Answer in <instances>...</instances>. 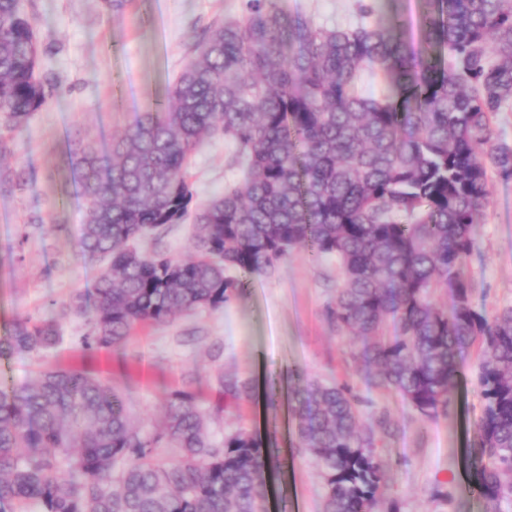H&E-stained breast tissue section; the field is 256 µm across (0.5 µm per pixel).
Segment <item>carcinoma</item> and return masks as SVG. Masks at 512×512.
Here are the masks:
<instances>
[{"instance_id": "obj_1", "label": "carcinoma", "mask_w": 512, "mask_h": 512, "mask_svg": "<svg viewBox=\"0 0 512 512\" xmlns=\"http://www.w3.org/2000/svg\"><path fill=\"white\" fill-rule=\"evenodd\" d=\"M359 9L356 26L327 29L291 17L281 0H246L244 15L209 27L163 98L112 139L108 161L89 144L76 149L79 249L108 258L83 345L114 349L142 323L219 309L295 249L333 258L341 282L330 317L359 337L360 371L421 415L448 411L459 357L480 345L470 479L486 512H501L512 502V306L491 319L477 311L465 263L491 175L512 179V146L494 140L512 102V0H430L423 50L397 20ZM365 71L386 94L358 90ZM50 88L33 21L18 0H0V121L22 127ZM213 137L230 148L234 177L197 205L186 168ZM190 213L194 257L130 246ZM439 293L450 308L436 304ZM57 339L53 322L21 319L0 357ZM219 383L232 399L252 397L248 382ZM289 410L322 478V512H374L386 419L362 425L347 388L301 370ZM160 448L178 460H156ZM270 471L258 434L216 439L189 391L171 394L163 424L144 433L112 386L85 372L51 369L0 389V512H261Z\"/></svg>"}]
</instances>
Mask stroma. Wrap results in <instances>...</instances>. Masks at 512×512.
Here are the masks:
<instances>
[{
	"mask_svg": "<svg viewBox=\"0 0 512 512\" xmlns=\"http://www.w3.org/2000/svg\"><path fill=\"white\" fill-rule=\"evenodd\" d=\"M358 0H284L289 15L326 28L357 23ZM376 15L397 16L405 35L420 39L425 0H365ZM34 22L41 71L52 79L45 103L22 128L4 131L0 168L16 174L0 189V340L16 320H54L56 346L0 360V383L21 386L57 367L110 383L134 425L162 421L168 394L192 389L214 409L215 436L244 427L265 438L274 461L268 512H321L322 488L310 459L295 448L288 421V372L299 369L347 387L361 420L384 414L394 433L380 443L386 471L375 512H485L469 481L474 423L483 402L477 383L479 348L464 354L458 390L447 413L424 417L393 391L373 386L353 358L357 340L328 314L336 264L299 249L269 276L250 279L219 309L199 308L165 325L136 326L117 350L83 349L91 332L89 293L103 261L78 251L85 203L70 162L75 140L108 158L113 138L137 112L160 98L194 56L203 29L240 16L242 0H129L122 13L104 0H20ZM223 138L194 153L189 181L195 203L222 195L230 173ZM477 252L466 263L473 301L486 316L512 306V180L493 178L490 199L473 226ZM191 223L141 252L187 257ZM254 387L251 401L227 402L220 377Z\"/></svg>",
	"mask_w": 512,
	"mask_h": 512,
	"instance_id": "1",
	"label": "stroma"
}]
</instances>
